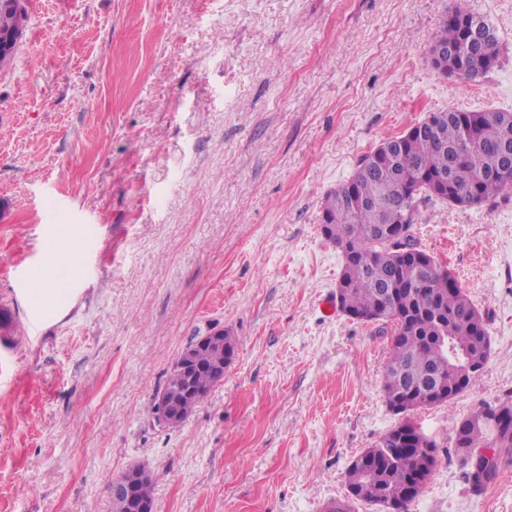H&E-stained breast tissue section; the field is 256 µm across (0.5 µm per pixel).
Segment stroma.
<instances>
[{"label": "stroma", "instance_id": "obj_1", "mask_svg": "<svg viewBox=\"0 0 512 512\" xmlns=\"http://www.w3.org/2000/svg\"><path fill=\"white\" fill-rule=\"evenodd\" d=\"M459 6L500 41L477 82L429 61ZM448 108L512 112V0H31L0 70V512H112L134 465L154 512L345 503L348 464L398 418L389 334L321 311L343 264L323 197ZM413 232L491 353L474 390L415 414L438 461L410 512H512V454L476 496L451 446L457 418L512 392V190L423 202ZM218 328L237 338L223 380L158 426L152 396Z\"/></svg>", "mask_w": 512, "mask_h": 512}]
</instances>
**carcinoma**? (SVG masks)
<instances>
[{"label": "carcinoma", "instance_id": "obj_1", "mask_svg": "<svg viewBox=\"0 0 512 512\" xmlns=\"http://www.w3.org/2000/svg\"><path fill=\"white\" fill-rule=\"evenodd\" d=\"M28 19L0 7V34L26 28ZM437 48L449 50L445 72L466 81L499 62L494 29L468 10H454L443 20L432 45ZM511 188L512 112L448 109L382 140L350 179L324 196L323 223L330 225L325 239L343 257L336 285L343 311L364 324L393 326L383 390L388 408L400 406L401 418L368 448L377 457L365 462L359 456L347 467L346 485L358 503L391 499L397 512H409L435 467L427 449L436 444L408 415L475 389L482 371L465 375V366L483 367L490 355L482 346L488 337L483 314L448 266L411 234L418 203L436 198L475 207ZM236 345L226 334L195 349L206 370L196 374L184 413L207 397L214 385L209 370L225 365ZM489 412L504 417L503 424L482 425ZM451 443L466 468V482L481 493L488 483L473 472L464 450L512 452V397L459 418Z\"/></svg>", "mask_w": 512, "mask_h": 512}]
</instances>
